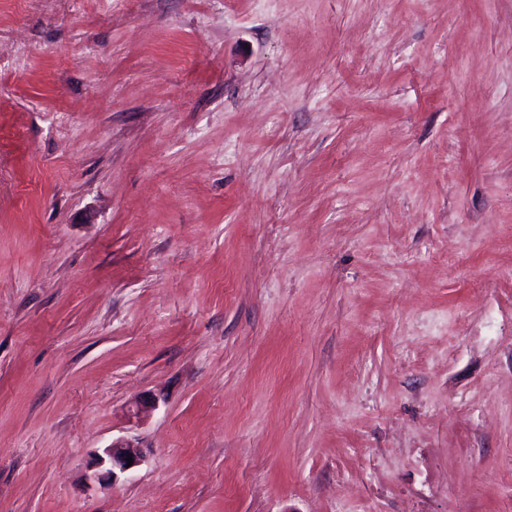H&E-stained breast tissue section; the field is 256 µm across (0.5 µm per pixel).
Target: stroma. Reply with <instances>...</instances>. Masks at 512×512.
<instances>
[{
  "instance_id": "stroma-1",
  "label": "stroma",
  "mask_w": 512,
  "mask_h": 512,
  "mask_svg": "<svg viewBox=\"0 0 512 512\" xmlns=\"http://www.w3.org/2000/svg\"><path fill=\"white\" fill-rule=\"evenodd\" d=\"M0 512H512V0H0ZM129 456L133 459L131 466L127 463ZM143 458L142 451L136 445L124 437H119L112 440L101 454H94L85 479L88 484L109 487L118 481L121 474L138 466Z\"/></svg>"
}]
</instances>
